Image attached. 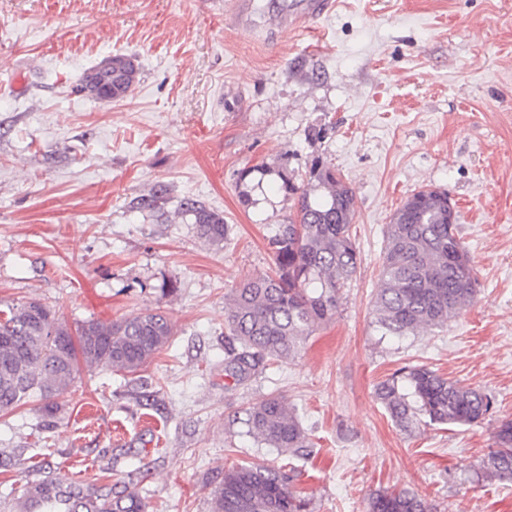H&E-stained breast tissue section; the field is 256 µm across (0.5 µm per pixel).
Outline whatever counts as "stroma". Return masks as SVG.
<instances>
[{"mask_svg": "<svg viewBox=\"0 0 512 512\" xmlns=\"http://www.w3.org/2000/svg\"><path fill=\"white\" fill-rule=\"evenodd\" d=\"M248 2L243 19L225 0H0V304L40 299L72 329L159 308L173 327L139 376L80 367L56 428L36 398L0 414V448L89 485L110 467L146 512H210L236 464L288 465L312 512H368L400 489L437 512H512V481L479 478L512 418V0H332L299 27L274 20L289 0ZM114 54L139 65L131 93L77 91ZM317 161L353 192L361 265L295 360L227 387L225 300L273 268L268 237L293 211L280 194L244 206L240 173L301 185ZM159 184L167 210L190 197L223 215L224 244L130 210ZM423 188L452 198L480 291L447 328L384 338V231ZM408 365L484 390L492 410L402 430L374 387ZM270 393L310 447L247 436L245 408Z\"/></svg>", "mask_w": 512, "mask_h": 512, "instance_id": "1", "label": "stroma"}]
</instances>
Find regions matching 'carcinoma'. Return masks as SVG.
Listing matches in <instances>:
<instances>
[{
  "mask_svg": "<svg viewBox=\"0 0 512 512\" xmlns=\"http://www.w3.org/2000/svg\"><path fill=\"white\" fill-rule=\"evenodd\" d=\"M135 59L115 54L88 69L82 88L93 98L112 102L127 96L137 80ZM272 171L254 166L241 172L265 192L272 185L293 200L294 212L268 239L275 269L248 276L228 301L224 320V373L240 385L272 364L293 359L316 329L335 318L341 292L361 263L350 228L354 198L340 172L320 161L307 184L271 180ZM168 188L156 186L130 201L174 223L187 218L197 236L218 246L228 225L224 216L193 198L165 210ZM477 276L463 246L455 205L438 188L411 194L387 225L375 297L376 326L384 336L403 338L423 329L443 328L474 302ZM173 334L168 317L147 311L118 321L89 319L72 335L56 312L39 300L0 308V412L8 413L32 397L44 401L47 425L57 422L63 394L78 373L77 359L123 375L138 373ZM377 400L404 430L421 423L467 426L481 420L492 399L475 387L448 379L424 366H404L378 382ZM248 436L269 448H307L309 441L296 410L273 393L245 409ZM496 449L484 461L481 477L512 480V419L495 431ZM0 469L29 472L24 448H0ZM285 466L240 465L224 471L211 499V512H309V502L291 489ZM25 512H144L135 489L110 483L86 485L37 474L23 488ZM370 512H436L425 499L407 491L375 494Z\"/></svg>",
  "mask_w": 512,
  "mask_h": 512,
  "instance_id": "carcinoma-1",
  "label": "carcinoma"
}]
</instances>
